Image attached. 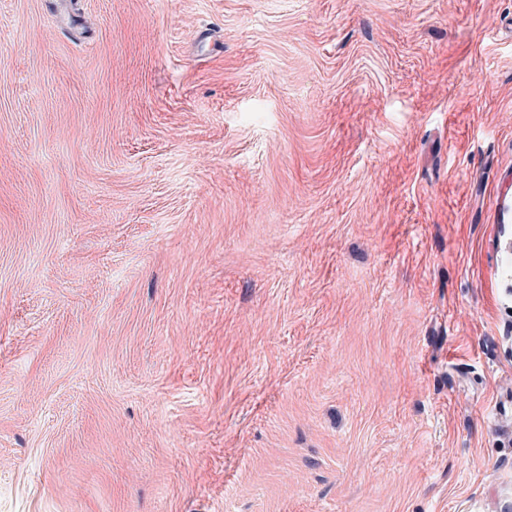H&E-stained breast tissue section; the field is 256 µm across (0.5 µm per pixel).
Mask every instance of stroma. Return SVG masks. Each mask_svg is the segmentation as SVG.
I'll return each mask as SVG.
<instances>
[{"label": "stroma", "mask_w": 512, "mask_h": 512, "mask_svg": "<svg viewBox=\"0 0 512 512\" xmlns=\"http://www.w3.org/2000/svg\"><path fill=\"white\" fill-rule=\"evenodd\" d=\"M509 403L512 0H0V512H484Z\"/></svg>", "instance_id": "stroma-1"}]
</instances>
